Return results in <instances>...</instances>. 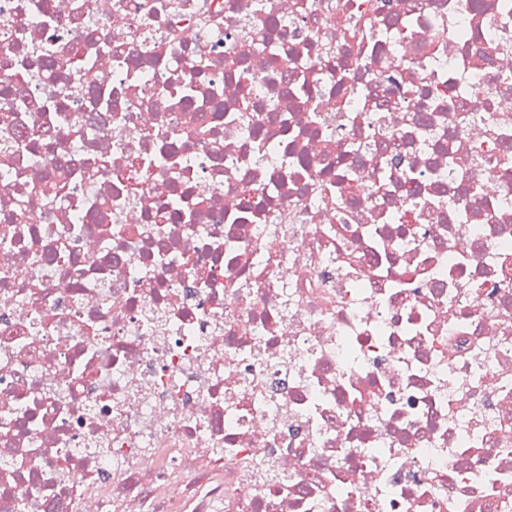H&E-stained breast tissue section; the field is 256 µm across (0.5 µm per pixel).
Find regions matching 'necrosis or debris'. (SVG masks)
Masks as SVG:
<instances>
[{
	"mask_svg": "<svg viewBox=\"0 0 512 512\" xmlns=\"http://www.w3.org/2000/svg\"><path fill=\"white\" fill-rule=\"evenodd\" d=\"M85 1L0 0V512H512V0Z\"/></svg>",
	"mask_w": 512,
	"mask_h": 512,
	"instance_id": "4bbe7bcc",
	"label": "necrosis or debris"
}]
</instances>
